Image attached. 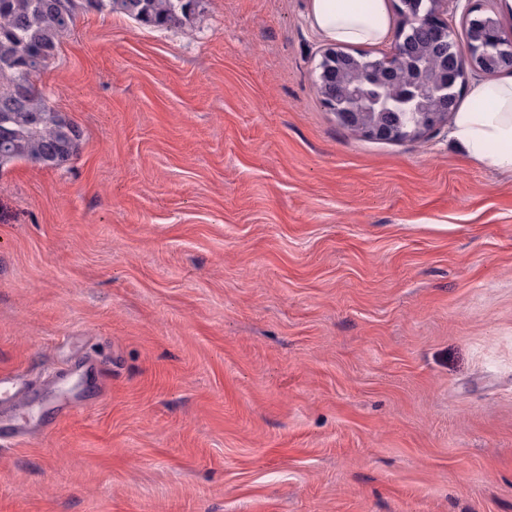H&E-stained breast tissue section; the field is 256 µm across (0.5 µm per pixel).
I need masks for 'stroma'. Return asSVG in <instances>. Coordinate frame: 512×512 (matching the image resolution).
<instances>
[{
	"label": "stroma",
	"mask_w": 512,
	"mask_h": 512,
	"mask_svg": "<svg viewBox=\"0 0 512 512\" xmlns=\"http://www.w3.org/2000/svg\"><path fill=\"white\" fill-rule=\"evenodd\" d=\"M308 0L79 13L0 168V512H512V177L318 95ZM32 384L0 376V442L24 438L29 431L22 424L24 411L31 399Z\"/></svg>",
	"instance_id": "1"
}]
</instances>
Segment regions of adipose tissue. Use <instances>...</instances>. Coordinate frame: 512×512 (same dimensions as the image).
I'll return each instance as SVG.
<instances>
[{"instance_id": "obj_1", "label": "adipose tissue", "mask_w": 512, "mask_h": 512, "mask_svg": "<svg viewBox=\"0 0 512 512\" xmlns=\"http://www.w3.org/2000/svg\"><path fill=\"white\" fill-rule=\"evenodd\" d=\"M308 18L335 45H380L391 31L386 0H309ZM450 138L473 159L512 176V78L474 82L454 112Z\"/></svg>"}]
</instances>
